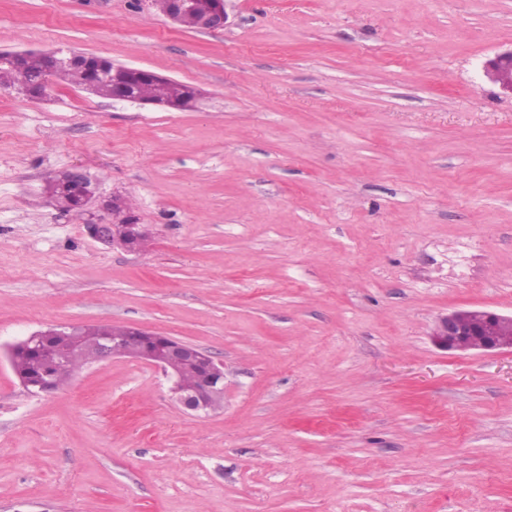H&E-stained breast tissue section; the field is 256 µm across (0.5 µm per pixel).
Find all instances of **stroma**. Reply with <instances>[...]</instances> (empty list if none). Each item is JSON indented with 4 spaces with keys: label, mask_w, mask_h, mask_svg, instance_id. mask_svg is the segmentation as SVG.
<instances>
[{
    "label": "stroma",
    "mask_w": 512,
    "mask_h": 512,
    "mask_svg": "<svg viewBox=\"0 0 512 512\" xmlns=\"http://www.w3.org/2000/svg\"><path fill=\"white\" fill-rule=\"evenodd\" d=\"M0 0V51L72 49L199 91L194 108L56 83L0 91V512H512V353L449 352L458 309L512 314V96L483 65L512 0ZM80 167L152 237L60 212ZM137 325L220 359L186 414L116 357L49 397L10 344ZM199 0H169L170 8L164 13L172 24L180 26L184 16L198 15L197 29L215 31L224 29L228 22L227 0H209L208 8L199 12Z\"/></svg>",
    "instance_id": "1"
}]
</instances>
